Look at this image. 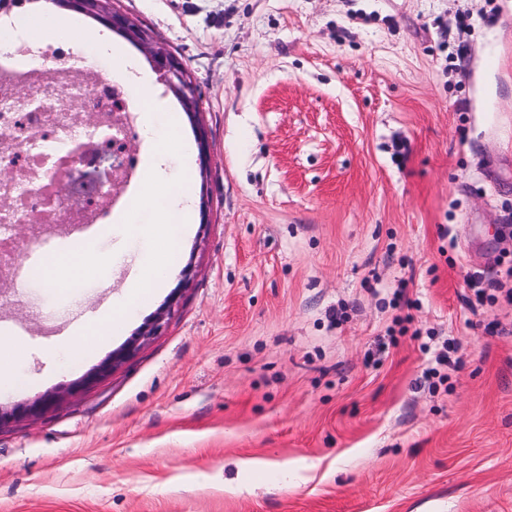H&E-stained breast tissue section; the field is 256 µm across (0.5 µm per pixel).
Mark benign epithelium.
Listing matches in <instances>:
<instances>
[{"label": "benign epithelium", "instance_id": "1", "mask_svg": "<svg viewBox=\"0 0 512 512\" xmlns=\"http://www.w3.org/2000/svg\"><path fill=\"white\" fill-rule=\"evenodd\" d=\"M54 4L63 9L88 15L113 32L121 35L133 45L146 51L147 59L160 80L179 100L189 116L196 132L199 147L200 168H206L209 146L202 131L200 113L201 97L198 88L183 62L171 51L157 45L152 31L126 13L118 10L112 0H54ZM141 342L135 338L125 348L112 353L94 371L70 387V392L78 393L107 377L112 371L133 355ZM54 404L52 399L36 401L32 404L17 406L8 411L0 406V424L19 418H35L45 414Z\"/></svg>", "mask_w": 512, "mask_h": 512}]
</instances>
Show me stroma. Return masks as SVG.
I'll use <instances>...</instances> for the list:
<instances>
[{
    "mask_svg": "<svg viewBox=\"0 0 512 512\" xmlns=\"http://www.w3.org/2000/svg\"><path fill=\"white\" fill-rule=\"evenodd\" d=\"M114 4L196 80L205 175L177 99L151 90L210 222L139 316L74 360L49 350L125 295L148 242L87 226L96 256L125 260L62 292L28 277L39 255L15 231L0 334L25 343V382L0 406L62 399L0 428V512H512V0ZM402 280L414 307L390 302ZM173 292L156 336L67 396ZM423 334L459 344L433 391Z\"/></svg>",
    "mask_w": 512,
    "mask_h": 512,
    "instance_id": "obj_1",
    "label": "stroma"
}]
</instances>
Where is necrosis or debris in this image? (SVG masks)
I'll use <instances>...</instances> for the list:
<instances>
[{
	"label": "necrosis or debris",
	"mask_w": 512,
	"mask_h": 512,
	"mask_svg": "<svg viewBox=\"0 0 512 512\" xmlns=\"http://www.w3.org/2000/svg\"><path fill=\"white\" fill-rule=\"evenodd\" d=\"M20 16L12 10L0 17L5 22L0 28V134H13L22 143L13 160L17 173L7 179L8 192L0 191V230L8 224L41 228L47 214L58 210L71 224L105 223L127 205L137 176L138 160L127 150L135 110L111 74L74 53L68 38L38 45L14 35L8 25ZM79 101L100 112L106 136L78 160L71 147ZM102 152L123 166L116 186L76 174L91 168Z\"/></svg>",
	"instance_id": "necrosis-or-debris-1"
}]
</instances>
